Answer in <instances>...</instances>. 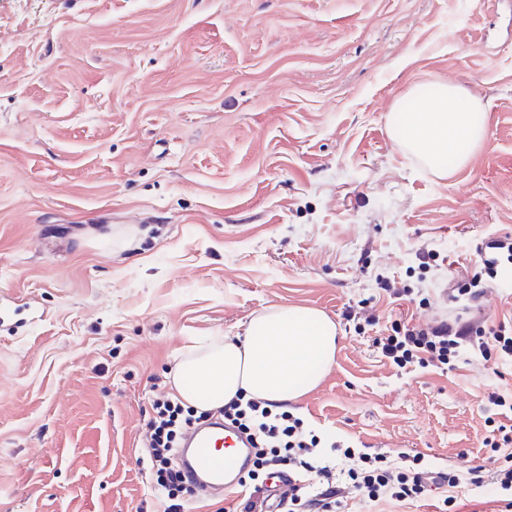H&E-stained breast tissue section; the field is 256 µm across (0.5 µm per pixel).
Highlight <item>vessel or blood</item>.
Here are the masks:
<instances>
[{"label": "vessel or blood", "mask_w": 512, "mask_h": 512, "mask_svg": "<svg viewBox=\"0 0 512 512\" xmlns=\"http://www.w3.org/2000/svg\"><path fill=\"white\" fill-rule=\"evenodd\" d=\"M250 452V443L234 427L213 419L187 432L180 457L194 489L208 494L218 487L233 490ZM267 489L266 512H282L288 501L287 477H272Z\"/></svg>", "instance_id": "b4317fda"}]
</instances>
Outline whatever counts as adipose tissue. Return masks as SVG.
<instances>
[{"label":"adipose tissue","instance_id":"obj_1","mask_svg":"<svg viewBox=\"0 0 512 512\" xmlns=\"http://www.w3.org/2000/svg\"><path fill=\"white\" fill-rule=\"evenodd\" d=\"M478 106L463 87L433 81L393 106L390 131L410 154L444 175L447 160L465 167L484 140ZM336 350V324L323 311L280 305L253 317L244 336L184 359L172 383L185 403L201 410L223 407L240 394L283 406L318 386Z\"/></svg>","mask_w":512,"mask_h":512}]
</instances>
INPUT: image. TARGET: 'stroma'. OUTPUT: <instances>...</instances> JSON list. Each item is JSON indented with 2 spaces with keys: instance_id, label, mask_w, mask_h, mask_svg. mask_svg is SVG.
<instances>
[{
  "instance_id": "stroma-1",
  "label": "stroma",
  "mask_w": 512,
  "mask_h": 512,
  "mask_svg": "<svg viewBox=\"0 0 512 512\" xmlns=\"http://www.w3.org/2000/svg\"><path fill=\"white\" fill-rule=\"evenodd\" d=\"M434 80L478 98L485 127L445 179L388 130ZM505 234L512 0H0V512H163L138 463L152 401L281 304L338 329L290 411L460 477L340 512H506L469 471L512 455L484 445L512 363L399 369L374 345L393 320L446 319L440 289ZM497 280L489 325L512 315V263Z\"/></svg>"
}]
</instances>
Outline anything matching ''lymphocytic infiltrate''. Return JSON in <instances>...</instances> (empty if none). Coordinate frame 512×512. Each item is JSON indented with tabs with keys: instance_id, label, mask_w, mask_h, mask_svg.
Listing matches in <instances>:
<instances>
[{
	"instance_id": "1",
	"label": "lymphocytic infiltrate",
	"mask_w": 512,
	"mask_h": 512,
	"mask_svg": "<svg viewBox=\"0 0 512 512\" xmlns=\"http://www.w3.org/2000/svg\"><path fill=\"white\" fill-rule=\"evenodd\" d=\"M480 264L450 302L466 298L479 303L496 276L502 260H512V237L487 238L478 249ZM382 356L396 367L410 364L453 369L461 352L470 349L484 359L512 360V320L488 328L473 319L456 316L428 327L392 323L387 336L376 342ZM150 419L147 467L154 490L165 503L164 512H183L178 498L188 491L177 456L183 433L204 421V414L166 398L155 400ZM225 421L244 432L252 441L253 462L238 479L240 512H255L256 496L263 489L268 470L284 469L292 475L298 489L288 498V512H338L345 490L364 493L370 501L385 498L410 500L422 495L428 485L457 487L460 478L452 472H433L415 465L400 467L387 456L363 454V468L347 473L345 482L335 477L337 457H350L352 449L339 443L323 446L302 418L287 410L275 409L253 398L237 397L220 410ZM320 478L319 485L307 486L308 474Z\"/></svg>"
}]
</instances>
